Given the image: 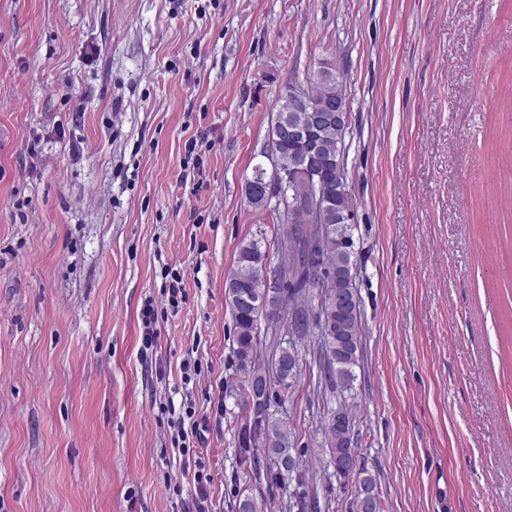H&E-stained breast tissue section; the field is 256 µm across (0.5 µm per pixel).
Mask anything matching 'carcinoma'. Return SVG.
<instances>
[{
    "label": "carcinoma",
    "mask_w": 512,
    "mask_h": 512,
    "mask_svg": "<svg viewBox=\"0 0 512 512\" xmlns=\"http://www.w3.org/2000/svg\"><path fill=\"white\" fill-rule=\"evenodd\" d=\"M327 68L329 82L324 84L319 75H306L308 97L319 107L326 93L331 92L341 101H347L346 71L334 61L322 62ZM349 122L344 119L325 127L321 132L324 149L333 153L339 186L328 189L336 214L356 215L354 200L348 186L345 162L346 134ZM276 221L277 242L288 252V260L275 266L285 278L280 293L283 302L274 312L247 309L236 305L230 296L225 302L234 322V355L237 361L239 393L242 414L237 419L238 455L241 463L250 467L256 490H272L281 484L282 477L274 462L288 461L296 454L294 433L288 419L269 411L258 418L252 411L250 387L252 380L266 379L267 398L274 403L288 392L300 374L299 343H311L317 354L319 379L324 390L341 395L353 389L355 368L362 353L364 326L361 302L345 313L332 309L324 301L313 307L312 291L319 290L318 268L331 275L336 291L354 289L357 276L355 251V224H325L307 211L288 204V213L269 210ZM268 262L261 240L241 243L235 267L226 284L242 288L253 286V274ZM302 323L289 332L286 342L280 338L285 325L292 320ZM354 425L346 404H339L327 424L322 427L324 446L329 448L330 464L339 478L354 482L355 495L352 512H380L381 500L375 478L364 468H355L347 460L353 458ZM264 494L237 493L236 512H265Z\"/></svg>",
    "instance_id": "1"
}]
</instances>
